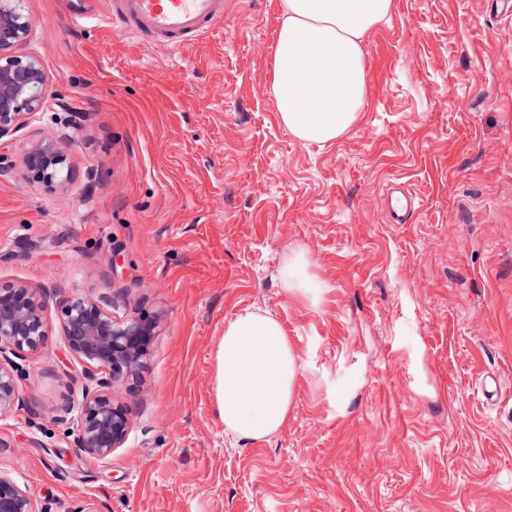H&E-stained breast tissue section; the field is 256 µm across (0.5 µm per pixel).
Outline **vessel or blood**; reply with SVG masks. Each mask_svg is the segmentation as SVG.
Instances as JSON below:
<instances>
[{
  "instance_id": "1",
  "label": "vessel or blood",
  "mask_w": 512,
  "mask_h": 512,
  "mask_svg": "<svg viewBox=\"0 0 512 512\" xmlns=\"http://www.w3.org/2000/svg\"><path fill=\"white\" fill-rule=\"evenodd\" d=\"M225 5L226 0H102L99 12H71L69 24L81 29L95 22L144 47L159 41L184 47L203 40L223 23ZM384 207L393 223L406 222L410 207L405 191L393 188Z\"/></svg>"
}]
</instances>
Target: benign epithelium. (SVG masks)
I'll use <instances>...</instances> for the list:
<instances>
[{
	"label": "benign epithelium",
	"mask_w": 512,
	"mask_h": 512,
	"mask_svg": "<svg viewBox=\"0 0 512 512\" xmlns=\"http://www.w3.org/2000/svg\"><path fill=\"white\" fill-rule=\"evenodd\" d=\"M24 0H0V140H12L47 99L49 84L37 57L25 51L31 19ZM21 162L33 178L50 186L69 180L66 148L44 134L24 148ZM59 321L70 356L83 367L76 409L75 442L87 455L105 459L124 445L131 423L115 400L116 386L139 378L155 336V323L118 318L112 301L68 296ZM48 321L35 287L25 281L0 283V418L21 406L14 359L37 351ZM0 512H42L12 479L0 474Z\"/></svg>",
	"instance_id": "7a95c632"
}]
</instances>
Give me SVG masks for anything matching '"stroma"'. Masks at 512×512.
<instances>
[{"instance_id":"obj_1","label":"stroma","mask_w":512,"mask_h":512,"mask_svg":"<svg viewBox=\"0 0 512 512\" xmlns=\"http://www.w3.org/2000/svg\"><path fill=\"white\" fill-rule=\"evenodd\" d=\"M24 6L53 94L0 153L53 131L71 177L0 173V283L36 286L50 323L18 363L0 473L48 512H512V0H394L364 41L361 118L325 144L278 118L281 0H229L183 49ZM394 185L421 202L404 224L381 206ZM297 253L317 301L288 293ZM73 293L156 324L103 460L65 415ZM245 311L273 316L300 366L260 440L227 433L212 397Z\"/></svg>"}]
</instances>
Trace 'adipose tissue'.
I'll return each mask as SVG.
<instances>
[{
  "instance_id": "obj_1",
  "label": "adipose tissue",
  "mask_w": 512,
  "mask_h": 512,
  "mask_svg": "<svg viewBox=\"0 0 512 512\" xmlns=\"http://www.w3.org/2000/svg\"><path fill=\"white\" fill-rule=\"evenodd\" d=\"M272 93L282 125L305 143L344 135L367 93L366 34L394 0H282ZM299 366L279 322L256 311L224 326L214 356L213 395L226 431L247 440L275 434L288 419Z\"/></svg>"
}]
</instances>
